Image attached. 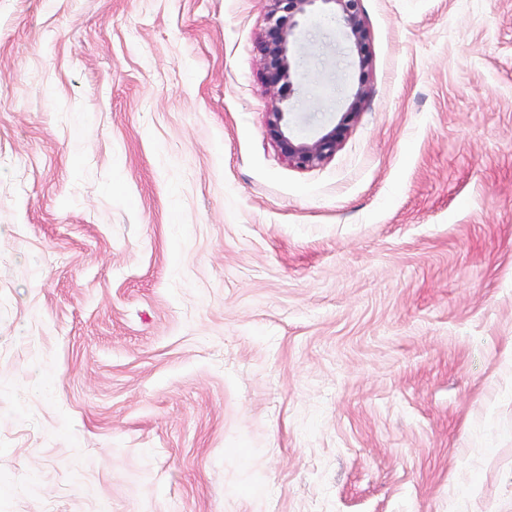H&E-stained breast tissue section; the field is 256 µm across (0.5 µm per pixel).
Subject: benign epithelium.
Returning <instances> with one entry per match:
<instances>
[{"label":"benign epithelium","mask_w":512,"mask_h":512,"mask_svg":"<svg viewBox=\"0 0 512 512\" xmlns=\"http://www.w3.org/2000/svg\"><path fill=\"white\" fill-rule=\"evenodd\" d=\"M268 26L258 41L265 86L271 95L266 113V135L282 160L290 167L311 169L336 154L342 140L360 113L365 90L358 88L343 112L330 125L311 134L297 130V113L285 104L286 91L294 86L293 76L304 60L296 49L304 21L313 14L332 22L343 34L346 47L365 70L370 65L369 31L363 0H265Z\"/></svg>","instance_id":"1"}]
</instances>
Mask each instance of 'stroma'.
<instances>
[{
    "instance_id": "stroma-1",
    "label": "stroma",
    "mask_w": 512,
    "mask_h": 512,
    "mask_svg": "<svg viewBox=\"0 0 512 512\" xmlns=\"http://www.w3.org/2000/svg\"><path fill=\"white\" fill-rule=\"evenodd\" d=\"M0 0V512H512V0ZM268 26L258 41L265 86L271 95L266 113V135L282 160L290 167L311 169L336 154L342 140L360 113L365 90L359 87L344 112H336L330 125L311 134L296 127V112L284 104L286 90L294 86L293 76L304 60L296 49L304 21L319 14L333 22L343 34L346 47L362 70L370 65L369 31L365 24L363 0H265Z\"/></svg>"
}]
</instances>
